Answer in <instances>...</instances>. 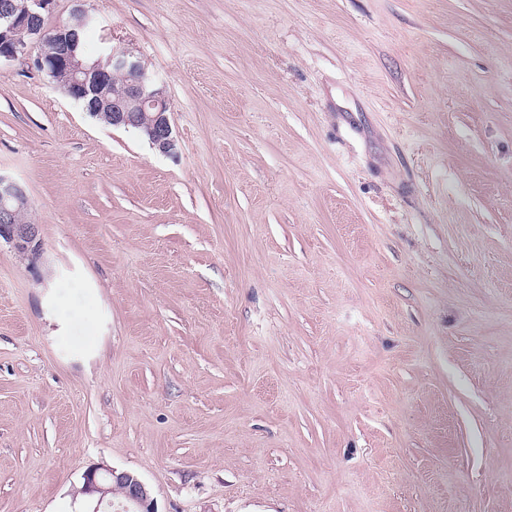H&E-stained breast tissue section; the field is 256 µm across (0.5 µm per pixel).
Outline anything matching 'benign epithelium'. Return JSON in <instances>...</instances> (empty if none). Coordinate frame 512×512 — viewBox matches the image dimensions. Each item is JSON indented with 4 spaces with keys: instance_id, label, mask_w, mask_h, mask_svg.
Wrapping results in <instances>:
<instances>
[{
    "instance_id": "obj_1",
    "label": "benign epithelium",
    "mask_w": 512,
    "mask_h": 512,
    "mask_svg": "<svg viewBox=\"0 0 512 512\" xmlns=\"http://www.w3.org/2000/svg\"><path fill=\"white\" fill-rule=\"evenodd\" d=\"M54 0H0V61H23L45 73L66 97L95 115L110 113L112 126L135 130L158 153L176 157L177 139L169 119L171 105L163 88L145 65L124 49H112L89 63L79 54L80 41L93 16L81 5L66 27L50 35L41 20ZM122 79L120 90L112 77ZM30 207L26 188L0 174V241L20 256L35 261L42 250L40 226L19 223L18 212ZM122 495L121 512H157L148 486L128 471L92 467L83 475L81 493L97 497L92 512L111 504L112 491Z\"/></svg>"
}]
</instances>
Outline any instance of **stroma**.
<instances>
[{"label": "stroma", "instance_id": "35a3bbf8", "mask_svg": "<svg viewBox=\"0 0 512 512\" xmlns=\"http://www.w3.org/2000/svg\"><path fill=\"white\" fill-rule=\"evenodd\" d=\"M90 6L178 155L0 64V512H512V0ZM30 199L26 188L9 176L0 174V242L3 240L19 255L32 263L42 250L39 224L30 222ZM28 209V210H27ZM114 490L122 495L120 512H158L150 489L138 476L104 467H92L83 475L81 493L97 497L93 510L85 512H104L103 505L112 506L108 496Z\"/></svg>", "mask_w": 512, "mask_h": 512}]
</instances>
